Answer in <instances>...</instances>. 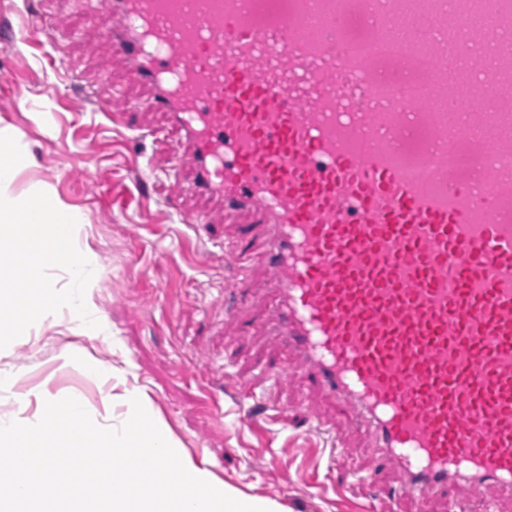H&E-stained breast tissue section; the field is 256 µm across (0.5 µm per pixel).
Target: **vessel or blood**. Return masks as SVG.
<instances>
[{"label": "vessel or blood", "instance_id": "1", "mask_svg": "<svg viewBox=\"0 0 512 512\" xmlns=\"http://www.w3.org/2000/svg\"><path fill=\"white\" fill-rule=\"evenodd\" d=\"M94 18L182 134L191 193L263 225L276 378L350 404L419 503L462 481L512 496V113L475 109L512 91V14L456 41L448 0H112ZM46 34L29 13L12 46Z\"/></svg>", "mask_w": 512, "mask_h": 512}]
</instances>
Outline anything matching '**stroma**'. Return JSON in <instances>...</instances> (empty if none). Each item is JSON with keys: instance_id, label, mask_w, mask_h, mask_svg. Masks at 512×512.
I'll return each instance as SVG.
<instances>
[{"instance_id": "35a3bbf8", "label": "stroma", "mask_w": 512, "mask_h": 512, "mask_svg": "<svg viewBox=\"0 0 512 512\" xmlns=\"http://www.w3.org/2000/svg\"><path fill=\"white\" fill-rule=\"evenodd\" d=\"M29 8L52 37L17 53L7 43ZM147 95L83 0H0V128L24 156L12 193L39 185L84 217L79 234L99 268L88 296L102 319L91 329L63 313L0 350V375L15 380L0 392V416L20 394L31 416L41 392L75 394L100 412L104 392L137 389L184 457L280 512H355L396 489L399 472L377 466L353 411L300 372L274 380L282 354L258 327L273 301L260 245L237 237L238 218L188 193L182 140L165 115L143 109ZM99 98L124 125L96 109ZM174 197L212 224L181 223L167 206ZM228 304L236 316L225 317ZM88 361L113 377L90 380ZM252 393L281 416L242 414Z\"/></svg>"}]
</instances>
